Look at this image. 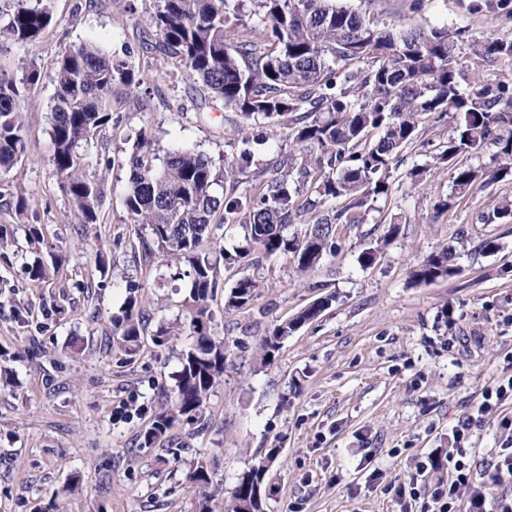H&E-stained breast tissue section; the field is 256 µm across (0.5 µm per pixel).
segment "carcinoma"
Instances as JSON below:
<instances>
[{
  "mask_svg": "<svg viewBox=\"0 0 512 512\" xmlns=\"http://www.w3.org/2000/svg\"><path fill=\"white\" fill-rule=\"evenodd\" d=\"M151 13L156 46L184 64L247 121L270 127L292 125L293 153L276 165L275 175L254 171L256 191H231L218 198L214 186L235 183L253 165L247 150L216 171L205 156L189 149L168 151L153 164L150 142L134 143L125 206L130 222L148 230L145 254L160 262L188 267L191 289L183 319L155 332L156 344L189 330L192 343L180 358L169 400L143 433V444L163 443L176 423L200 419L227 362L224 340L210 334L211 302L217 266L232 268L251 253L293 254L297 270H314L340 247L336 227L360 224L361 209L388 194L403 150L419 143L433 158L454 169L451 191L437 198L446 211L491 181L512 178V39L482 36L468 40L464 30L395 29L378 17L361 15L335 0H155ZM256 15L263 27L248 25ZM48 0H15L1 34L17 42L36 40L48 28ZM22 78L0 73V171L8 172L23 153L24 105L21 86L34 84L40 71L32 61ZM50 137L52 163L66 194L89 224L96 222L99 182L86 174L80 148L112 118L114 88L125 94L140 86L126 60L94 42L60 53L55 69ZM468 91H461V84ZM454 113L447 135L423 139L421 116ZM490 152L492 168L459 165L462 155ZM308 189L315 198L304 197ZM339 201L330 214L306 222L304 231L286 234L288 225L315 209ZM512 217V199L501 198L482 215L486 224ZM219 225L238 224L245 245L224 248L219 257L204 249ZM452 251L428 255L412 272L417 282L433 283L454 275ZM261 283L246 276L224 295V310L248 307ZM334 297L319 298L295 317L273 325L262 339L268 361L302 325L318 317ZM119 346L138 351L144 325L137 300L129 298L113 320ZM280 453L269 448L263 459L238 477L227 512H265L258 497L267 463ZM186 480L203 497L202 509L216 512L215 493L202 466Z\"/></svg>",
  "mask_w": 512,
  "mask_h": 512,
  "instance_id": "1",
  "label": "carcinoma"
}]
</instances>
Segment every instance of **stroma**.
Returning a JSON list of instances; mask_svg holds the SVG:
<instances>
[{
    "label": "stroma",
    "instance_id": "1",
    "mask_svg": "<svg viewBox=\"0 0 512 512\" xmlns=\"http://www.w3.org/2000/svg\"><path fill=\"white\" fill-rule=\"evenodd\" d=\"M153 8L154 0L125 9L52 0L38 40H0V73L20 76L25 59L40 68L23 92L22 161L0 174V228L14 238L0 250V365L13 371L0 389V512H45L52 502L59 512H199L189 470L204 466L227 502L269 448L280 454L266 476L267 512H399L401 484L416 489L413 512H434L429 490L448 479L436 457L451 448L453 429L475 418L467 455L482 473L500 446V421L512 418L510 400L477 413L482 391L512 373V219H480L512 196V180L436 212L452 169L418 145L402 152L390 192L362 223L337 227L341 250L315 271L299 274L288 253L218 270L211 332L227 349L224 378L201 422L176 425L163 447H144L191 342L181 335L158 346L152 335L181 316L190 283L146 258L128 218L132 145L145 136L157 159L186 147L218 168L246 150L271 166L289 149L284 127L265 144L244 142L241 114L156 49ZM375 8L400 29L512 37V0H424L417 13L377 0ZM99 36L143 84L138 97L114 102L86 148L89 171L102 180L98 219L88 224L54 171L49 118L59 53ZM423 165L429 182L417 188L406 174ZM30 224L45 237L40 281L28 273ZM488 240L494 249H484ZM377 244L380 257L362 262ZM445 247L457 274L413 282L415 267ZM244 276L261 281L257 297L225 311V293ZM132 295L146 333L130 355L114 342L112 320ZM328 295L331 306L262 363L268 330ZM69 482L76 488L68 493Z\"/></svg>",
    "mask_w": 512,
    "mask_h": 512
}]
</instances>
